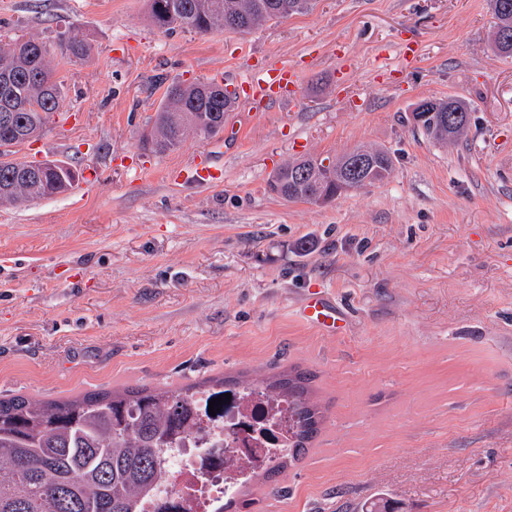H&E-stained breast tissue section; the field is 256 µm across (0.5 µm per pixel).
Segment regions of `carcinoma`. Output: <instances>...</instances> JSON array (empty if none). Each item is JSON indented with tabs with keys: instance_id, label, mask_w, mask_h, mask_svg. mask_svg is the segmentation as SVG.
<instances>
[{
	"instance_id": "obj_1",
	"label": "carcinoma",
	"mask_w": 512,
	"mask_h": 512,
	"mask_svg": "<svg viewBox=\"0 0 512 512\" xmlns=\"http://www.w3.org/2000/svg\"><path fill=\"white\" fill-rule=\"evenodd\" d=\"M227 0H149L152 22L166 31L185 29L206 35L214 31L248 33L262 24L311 10L313 0L281 11L293 0H238L234 26L224 24ZM92 54L87 41L59 38L52 46L35 38H17L0 45V57L13 59L12 70L0 74V205H18L64 193L72 186L68 165L11 158L13 148L39 136L64 102L62 81L54 76L53 56L69 61ZM234 99L218 82H172L152 122V139L145 141L158 154L173 151L191 135L220 126ZM465 128L425 125L424 134L436 142L461 135ZM380 169L369 185L384 181L393 168L383 149ZM320 186L305 183L282 196L288 202H309ZM309 377L297 371L257 390L236 379L216 382L208 395L195 386L151 390L127 389L122 394L87 393L69 401H45L34 396L0 398V512H142L145 497L167 482L163 455L180 447L203 421L194 409L231 394L260 396L285 408L287 449H267L265 472L284 468L297 459L318 431L319 411L307 397ZM255 466L249 467L254 473Z\"/></svg>"
}]
</instances>
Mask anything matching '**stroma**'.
Returning <instances> with one entry per match:
<instances>
[{"mask_svg": "<svg viewBox=\"0 0 512 512\" xmlns=\"http://www.w3.org/2000/svg\"><path fill=\"white\" fill-rule=\"evenodd\" d=\"M494 26L488 0H318L207 36L158 30L147 0H0L1 42L93 46L58 61L61 112L15 153L79 185L0 206V395L295 368L322 424L249 512H512V56ZM266 59L300 70L297 98L243 96L227 132L144 148L167 82L230 85ZM448 97L471 122L441 146L410 114ZM358 146L390 152L387 179L325 206L270 192L282 165ZM199 157L222 179L178 177ZM314 290L345 333L303 320Z\"/></svg>", "mask_w": 512, "mask_h": 512, "instance_id": "obj_1", "label": "stroma"}]
</instances>
